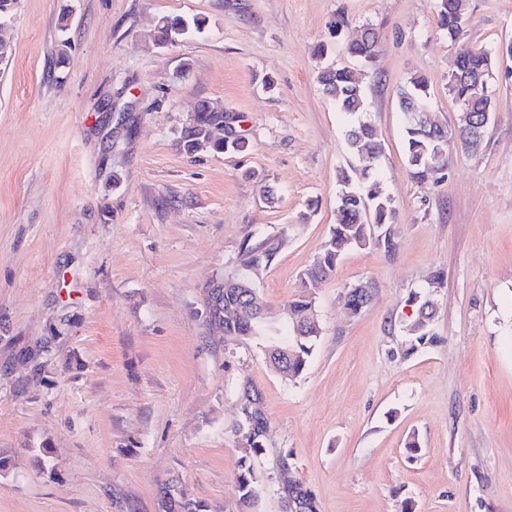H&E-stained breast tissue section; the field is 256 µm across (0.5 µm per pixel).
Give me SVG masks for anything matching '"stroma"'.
Segmentation results:
<instances>
[{
  "label": "stroma",
  "mask_w": 512,
  "mask_h": 512,
  "mask_svg": "<svg viewBox=\"0 0 512 512\" xmlns=\"http://www.w3.org/2000/svg\"><path fill=\"white\" fill-rule=\"evenodd\" d=\"M470 13L472 44L512 41V0H470ZM163 16L204 31L158 48ZM367 24L380 38L362 65L347 45ZM8 33L0 512H161L172 478L208 512H237L228 430L246 379L269 421L259 512H280L281 454L317 512H512V84L478 152L449 147L447 181L412 178L402 86L425 77L432 119L458 117L437 0H16ZM326 62L360 74L396 246L350 250L315 286L322 334L288 382L263 338L209 329L201 288L240 270L245 240L280 239L255 279L278 326L335 224L337 174L358 160L316 78ZM203 104L243 151L183 150ZM358 283L373 298L355 316ZM427 289L434 340L410 352L409 296ZM39 448L56 474L35 466Z\"/></svg>",
  "instance_id": "stroma-1"
}]
</instances>
